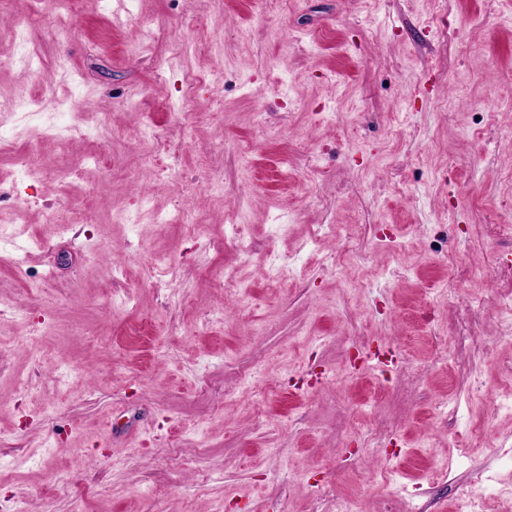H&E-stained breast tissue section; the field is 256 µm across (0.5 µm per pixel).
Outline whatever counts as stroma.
Listing matches in <instances>:
<instances>
[{"label":"stroma","mask_w":512,"mask_h":512,"mask_svg":"<svg viewBox=\"0 0 512 512\" xmlns=\"http://www.w3.org/2000/svg\"><path fill=\"white\" fill-rule=\"evenodd\" d=\"M27 10L0 0V512H453L478 472L512 512V0ZM148 122L171 181L127 176Z\"/></svg>","instance_id":"1"}]
</instances>
